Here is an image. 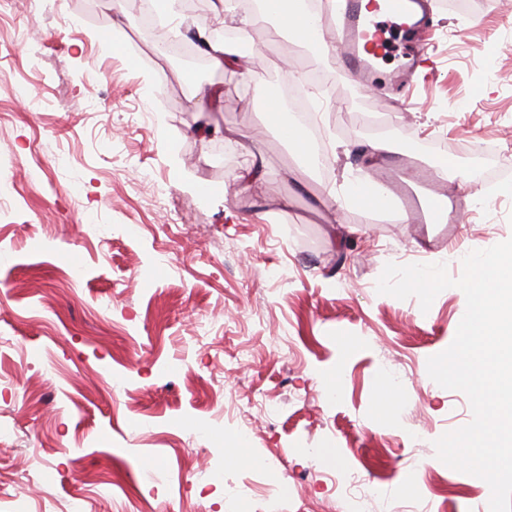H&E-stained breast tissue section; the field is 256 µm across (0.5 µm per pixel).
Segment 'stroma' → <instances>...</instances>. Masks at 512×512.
<instances>
[{"mask_svg":"<svg viewBox=\"0 0 512 512\" xmlns=\"http://www.w3.org/2000/svg\"><path fill=\"white\" fill-rule=\"evenodd\" d=\"M465 2L431 0L433 74L407 98L395 64L366 85L289 37L249 49L252 82L214 66L190 83L114 0L0 8L1 497L28 512H485L489 485L434 446L471 421L469 400L427 372L465 295L425 312L376 289L386 264L456 279L461 249L512 238V198L485 184L512 153V0ZM310 64L331 80L321 169L267 120ZM377 138L454 157L460 223L379 222L330 197ZM255 161L264 191L240 190ZM243 429L249 467L225 459Z\"/></svg>","mask_w":512,"mask_h":512,"instance_id":"obj_1","label":"stroma"}]
</instances>
